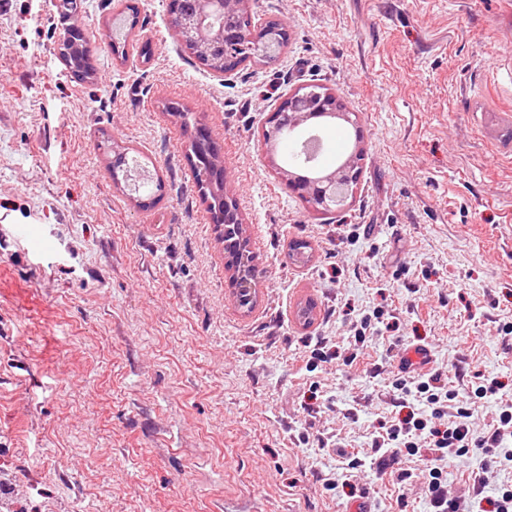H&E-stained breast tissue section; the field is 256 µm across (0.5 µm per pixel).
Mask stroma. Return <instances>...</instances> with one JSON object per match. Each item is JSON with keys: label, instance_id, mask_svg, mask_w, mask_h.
Instances as JSON below:
<instances>
[{"label": "stroma", "instance_id": "obj_1", "mask_svg": "<svg viewBox=\"0 0 512 512\" xmlns=\"http://www.w3.org/2000/svg\"><path fill=\"white\" fill-rule=\"evenodd\" d=\"M129 4L145 62L108 48ZM249 10L287 42L218 74L168 0H81L71 20L97 50L76 82L52 0H0V477L21 512H431L426 440L371 450L431 413L395 389L401 358L426 349L424 372L462 397L501 383L471 404L472 438L512 402V0ZM314 80L358 121L321 133L319 164L358 172L328 213L263 138ZM198 126L223 144L260 272L247 307L186 152ZM110 140L154 166L153 207L113 182ZM320 340L337 355L312 358ZM480 472L487 496L512 487L494 456L467 454L448 462L449 497L472 498ZM404 426L401 428L393 427L388 430L387 439L382 437H377L373 441L372 447L375 448V451H378L380 448H405L407 453L410 455H414L416 443L409 440L413 439V436L417 435V431L422 434L423 431L427 428V420L417 419L412 421V426H410V420H406ZM412 429L415 433H411ZM400 433H403V438L400 439ZM418 436V435H417Z\"/></svg>", "mask_w": 512, "mask_h": 512}]
</instances>
